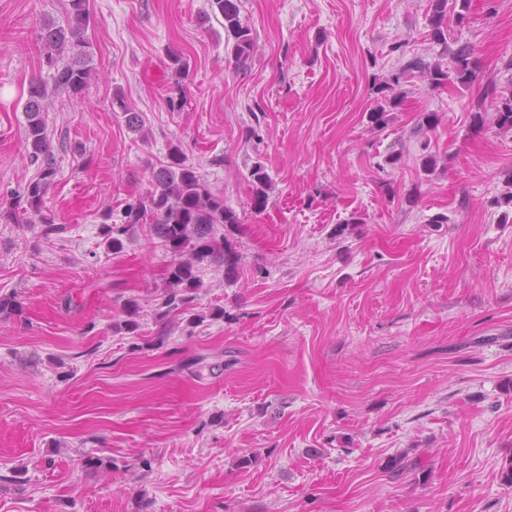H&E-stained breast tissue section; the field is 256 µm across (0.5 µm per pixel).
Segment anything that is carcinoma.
<instances>
[{
	"instance_id": "carcinoma-1",
	"label": "carcinoma",
	"mask_w": 512,
	"mask_h": 512,
	"mask_svg": "<svg viewBox=\"0 0 512 512\" xmlns=\"http://www.w3.org/2000/svg\"><path fill=\"white\" fill-rule=\"evenodd\" d=\"M210 9L224 19V32L233 40L231 48L234 67L246 65L255 47L252 27L241 19L238 0H209ZM469 0H428L426 16L430 40L441 47L440 55L449 62H427L422 58L407 61L401 73L393 74L372 87L377 104L367 113L370 126L386 128L392 113L405 99L401 78L415 74L432 87L448 83L468 88L482 79L470 43L458 42L448 48V18L461 25L467 19ZM90 13L87 0H68L67 23L43 24L39 33L47 64L54 69L51 76L54 88L75 98L83 95L92 81L90 42L85 37ZM47 86L37 80L30 83L28 97L23 104L26 115L24 142L31 163L38 165V177L30 181L24 191L25 211L39 217L41 234L50 241L63 233L65 226L42 215L44 196L54 183L57 167L50 147L43 119ZM483 99L495 104L494 122L499 131L512 133V93L499 90L495 81L488 79L483 86ZM112 108L125 113L129 130H143L141 116L132 111L124 97L114 94ZM250 205L257 212L266 211L273 181L266 166L258 161L249 171ZM152 188L141 200L128 202L122 210L121 222L112 220V211L100 215V232L107 249L117 252L123 248L122 237L135 224L149 225L150 237L156 238L171 255L167 268V288L160 295L155 318L174 319L191 310L195 294L202 282L199 270L203 265H224V278L232 279L238 273L241 253L231 238V230L241 223L237 212L224 204V197L213 191L197 169L186 163L180 148L172 146L167 161L153 173ZM128 318L114 325L118 331L138 334L140 329L138 305L127 304Z\"/></svg>"
}]
</instances>
